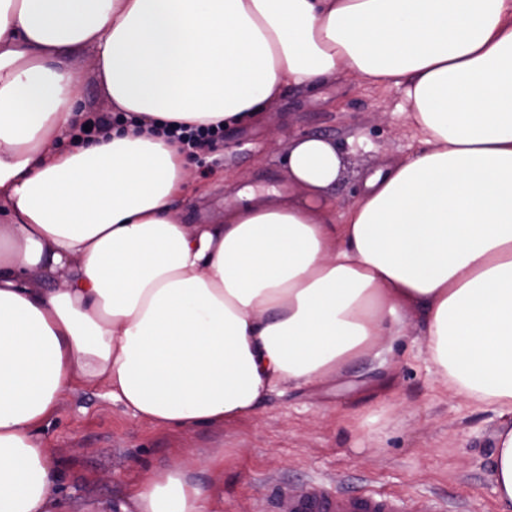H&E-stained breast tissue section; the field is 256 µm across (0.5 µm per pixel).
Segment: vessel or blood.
<instances>
[{"instance_id": "b4317fda", "label": "vessel or blood", "mask_w": 512, "mask_h": 512, "mask_svg": "<svg viewBox=\"0 0 512 512\" xmlns=\"http://www.w3.org/2000/svg\"><path fill=\"white\" fill-rule=\"evenodd\" d=\"M296 512H440L431 498L407 499L380 490L347 495L326 484L295 492Z\"/></svg>"}]
</instances>
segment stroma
<instances>
[{"label": "stroma", "mask_w": 512, "mask_h": 512, "mask_svg": "<svg viewBox=\"0 0 512 512\" xmlns=\"http://www.w3.org/2000/svg\"><path fill=\"white\" fill-rule=\"evenodd\" d=\"M403 91L377 89L345 76L319 93L284 87L261 122L224 131V143L198 167L176 206L198 224L219 223L223 186L287 190L289 141L320 135L345 146L338 207L358 200L364 177L390 167L418 143L401 111ZM424 337L409 319L402 345L383 356L388 396L328 384L269 397L258 413L221 428L172 430L152 425L104 398L95 383L65 396L47 428L61 478L52 496L76 512L120 501L143 477L190 456L220 457V469L197 471L218 494L213 512H288L289 491L322 480L344 493L368 489L431 496L444 512H498L488 459L501 419L443 390L432 366L412 358Z\"/></svg>", "instance_id": "obj_1"}]
</instances>
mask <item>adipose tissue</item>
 <instances>
[{"mask_svg": "<svg viewBox=\"0 0 512 512\" xmlns=\"http://www.w3.org/2000/svg\"><path fill=\"white\" fill-rule=\"evenodd\" d=\"M85 49L107 108L146 123H253L352 74L403 87L419 147L340 213L342 147L291 139L290 191L189 224L178 144L78 138ZM413 313L438 385L502 419L512 512V0H0V512H69L42 426L78 385L221 427L380 361ZM223 463L149 470L120 510L211 512L194 474Z\"/></svg>", "mask_w": 512, "mask_h": 512, "instance_id": "ef3b65f1", "label": "adipose tissue"}]
</instances>
